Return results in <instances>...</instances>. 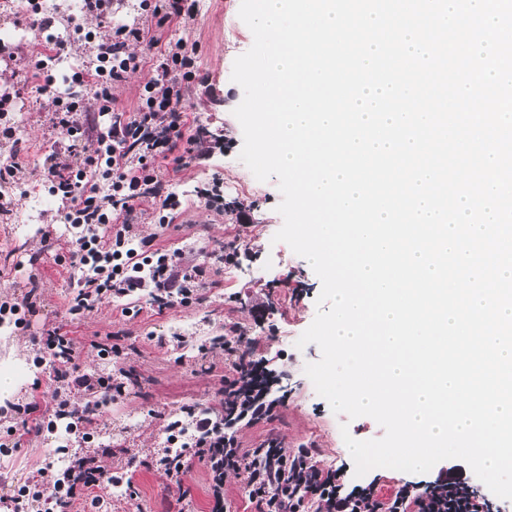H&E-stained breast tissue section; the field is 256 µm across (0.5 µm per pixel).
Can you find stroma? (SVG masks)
Masks as SVG:
<instances>
[{
	"instance_id": "stroma-1",
	"label": "stroma",
	"mask_w": 512,
	"mask_h": 512,
	"mask_svg": "<svg viewBox=\"0 0 512 512\" xmlns=\"http://www.w3.org/2000/svg\"><path fill=\"white\" fill-rule=\"evenodd\" d=\"M240 3L199 0L195 20L168 31L169 39L199 48V69L208 82L192 91L185 111L190 122L220 136L222 148L174 174L171 190L182 207L167 227H159L151 200L138 205L141 235L154 237L157 247L182 249L186 262L203 267L215 290L207 299L160 314L142 301L109 299L75 319L66 308L78 276L69 261L76 234L71 225L56 222L59 203L44 184V160L56 137L51 106L37 93L36 79L22 71L36 49L25 13L0 8V43L14 54L13 59H0V94H21L16 111L0 116V126L16 127L22 141V169L14 181L0 187V194L12 200V213L36 217L29 231L0 222V300L20 296L29 276H36L41 286L37 312L27 315L25 324H16L11 315L0 321V372L12 374L15 381L11 395L0 401V432L13 423V404L48 392V373L36 362L37 342L54 327L69 332L87 371L112 377L124 371L134 380L123 399L105 407L90 428L95 444L126 448L135 456L138 466L132 473L127 470L128 456L103 461L118 478H131L133 491L116 497L108 487L92 490L71 512H168L179 497L184 512H209L205 466L195 465L179 488L143 465L163 448L167 424L178 419L182 407L214 404L224 387L228 363L223 349L200 353L192 348L191 338L174 334L178 325H193L202 336L220 326L239 327L252 338L255 358L272 370L273 391L284 401L272 422L241 431L243 447H257L274 436L287 449L302 444L317 448L321 468L350 472L354 466L342 430L358 440L384 434L372 418L350 420L332 411L304 373L306 364L319 360V347L311 343L300 349L293 342L312 323L322 284L305 258L273 240L283 224L276 211L282 199L277 179L255 180L238 158L243 134L233 111L243 91L232 82L231 73L236 57L253 44L250 29L238 16ZM215 177L223 182L230 210L210 209L196 194L197 186ZM46 229L54 238L48 249L42 243ZM232 242L246 246L248 256L235 266L214 260V252ZM259 303L265 307L261 316L254 311ZM105 340L118 347V354L98 355L92 344ZM65 442L61 426L51 433L23 434L17 448L0 454V473L18 485L49 482L42 469L47 461L64 456Z\"/></svg>"
}]
</instances>
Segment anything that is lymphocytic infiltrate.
<instances>
[{
    "mask_svg": "<svg viewBox=\"0 0 512 512\" xmlns=\"http://www.w3.org/2000/svg\"><path fill=\"white\" fill-rule=\"evenodd\" d=\"M195 2L154 0L139 26L118 24L96 37L84 34V41L94 45L92 58L59 78L51 63L73 44L52 33L51 21L41 15L40 0H24L37 46L27 68L40 80L42 90L52 91L54 126L67 143L66 149H52L46 157L49 190L62 204L64 223L84 230L71 256L83 276L70 299V314L93 309L109 296L144 293L163 311L189 303L203 286L199 266L184 265L180 250L161 252L152 238L140 235L135 209L141 199L152 198L161 210H177L180 200L170 192L160 166L182 165L184 154L208 142L204 128L188 123L183 105L191 87L204 81L197 64L198 48L182 40L162 39L172 26L194 19ZM133 41L152 48L154 75L142 86L134 112L121 119L113 115L112 87L139 67L136 57L126 52ZM83 88L92 91L96 111L85 108L79 94ZM104 115L109 116V124L101 123ZM90 132L96 135V151L82 165L72 164L70 153ZM243 342V335L236 332L224 339L225 352L234 356L233 374L224 380L218 405L188 409L189 442L179 452H163L152 462L166 481L177 486L195 464H204L210 477V512H227L224 478L230 473L241 478L254 512H489L487 499L452 474L438 473L422 490L402 484L384 496L376 479L346 486L339 470L318 466L316 449L288 451L272 438L255 448L242 447L239 431L271 421L279 405L268 373L242 351ZM41 354L57 385L51 395L56 413L68 409L61 396L66 388L83 392L92 410L121 396V386L82 371L71 337L60 329L48 331ZM104 476L98 457H77L51 490L31 492L23 486L16 495L1 496L0 503L9 508L27 495L32 501L54 505L56 512H69L77 497L101 486Z\"/></svg>",
    "mask_w": 512,
    "mask_h": 512,
    "instance_id": "lymphocytic-infiltrate-1",
    "label": "lymphocytic infiltrate"
}]
</instances>
